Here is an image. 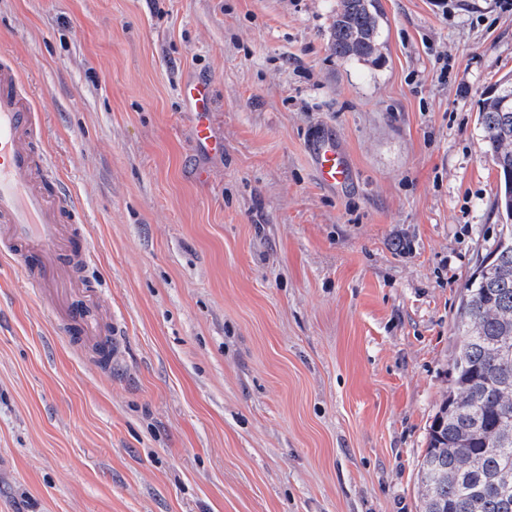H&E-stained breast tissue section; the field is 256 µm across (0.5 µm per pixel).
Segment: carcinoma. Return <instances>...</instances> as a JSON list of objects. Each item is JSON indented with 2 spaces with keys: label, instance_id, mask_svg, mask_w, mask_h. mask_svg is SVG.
<instances>
[{
  "label": "carcinoma",
  "instance_id": "1",
  "mask_svg": "<svg viewBox=\"0 0 512 512\" xmlns=\"http://www.w3.org/2000/svg\"><path fill=\"white\" fill-rule=\"evenodd\" d=\"M377 0H336L331 49L339 58L376 59ZM484 100L479 124L501 176L498 208L508 220L465 288L454 335L448 396L428 432L419 461L422 512H512V79Z\"/></svg>",
  "mask_w": 512,
  "mask_h": 512
}]
</instances>
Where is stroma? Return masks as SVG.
Here are the masks:
<instances>
[{
  "instance_id": "obj_1",
  "label": "stroma",
  "mask_w": 512,
  "mask_h": 512,
  "mask_svg": "<svg viewBox=\"0 0 512 512\" xmlns=\"http://www.w3.org/2000/svg\"><path fill=\"white\" fill-rule=\"evenodd\" d=\"M376 63L336 0H0L42 114L77 279L124 354L91 366L0 261V512H419L459 297L497 241L478 125L512 74L500 0H379ZM211 78L224 151L179 94ZM333 129L355 180L318 182ZM331 49L339 58L377 59L379 9L376 0H337Z\"/></svg>"
}]
</instances>
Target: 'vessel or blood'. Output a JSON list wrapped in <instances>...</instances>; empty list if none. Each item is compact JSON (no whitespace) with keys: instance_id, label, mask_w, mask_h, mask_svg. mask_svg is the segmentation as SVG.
<instances>
[{"instance_id":"b4317fda","label":"vessel or blood","mask_w":512,"mask_h":512,"mask_svg":"<svg viewBox=\"0 0 512 512\" xmlns=\"http://www.w3.org/2000/svg\"><path fill=\"white\" fill-rule=\"evenodd\" d=\"M180 94L193 117L197 141L210 151H223L214 134L210 79L185 80ZM34 123L35 110L24 97L17 71L0 62V255L23 270L25 284L35 296L53 298L67 269L88 262L91 250L75 229L57 222L55 204L41 187L42 178L52 176L53 166L31 149ZM307 150L323 186L333 190L349 181L350 160L335 133L319 132ZM55 325L74 344L102 351L104 360L121 354L117 327L88 321L70 301L60 303Z\"/></svg>"}]
</instances>
